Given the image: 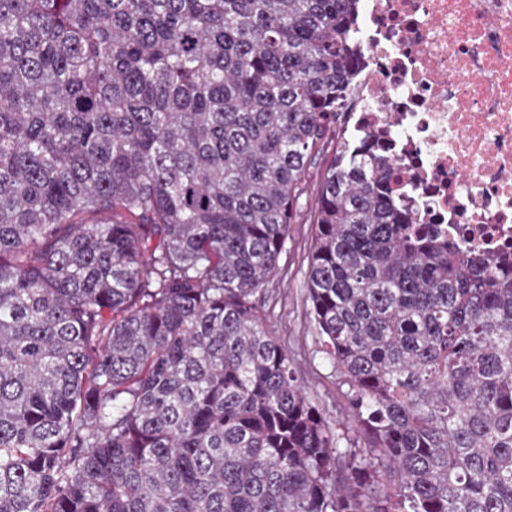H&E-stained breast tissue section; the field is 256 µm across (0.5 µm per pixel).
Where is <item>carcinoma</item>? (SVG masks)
Returning a JSON list of instances; mask_svg holds the SVG:
<instances>
[{"label":"carcinoma","mask_w":512,"mask_h":512,"mask_svg":"<svg viewBox=\"0 0 512 512\" xmlns=\"http://www.w3.org/2000/svg\"><path fill=\"white\" fill-rule=\"evenodd\" d=\"M359 10L0 0V512H512V258L339 147ZM330 142L306 287L350 425L259 303Z\"/></svg>","instance_id":"obj_1"}]
</instances>
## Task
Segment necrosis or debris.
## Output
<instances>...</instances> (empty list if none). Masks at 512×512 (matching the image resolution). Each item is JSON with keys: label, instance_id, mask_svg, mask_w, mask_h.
<instances>
[{"label": "necrosis or debris", "instance_id": "obj_1", "mask_svg": "<svg viewBox=\"0 0 512 512\" xmlns=\"http://www.w3.org/2000/svg\"><path fill=\"white\" fill-rule=\"evenodd\" d=\"M343 132L374 144L417 223L512 252V0H363Z\"/></svg>", "mask_w": 512, "mask_h": 512}]
</instances>
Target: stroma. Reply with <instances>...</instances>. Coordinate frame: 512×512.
<instances>
[{
	"instance_id": "35a3bbf8",
	"label": "stroma",
	"mask_w": 512,
	"mask_h": 512,
	"mask_svg": "<svg viewBox=\"0 0 512 512\" xmlns=\"http://www.w3.org/2000/svg\"><path fill=\"white\" fill-rule=\"evenodd\" d=\"M332 150H324L310 163L311 176L299 200L301 215L292 224L279 258L278 277L264 295L271 325L292 351L296 368L311 402L322 412L347 420L346 402L328 360L320 353L317 331L309 316L305 276L315 227L311 222L314 199Z\"/></svg>"
}]
</instances>
